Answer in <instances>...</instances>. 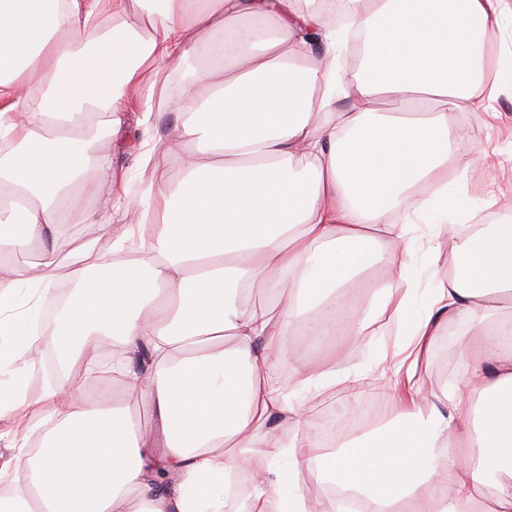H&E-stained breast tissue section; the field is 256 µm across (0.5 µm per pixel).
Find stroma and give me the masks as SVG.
<instances>
[{"label":"stroma","instance_id":"obj_1","mask_svg":"<svg viewBox=\"0 0 512 512\" xmlns=\"http://www.w3.org/2000/svg\"><path fill=\"white\" fill-rule=\"evenodd\" d=\"M490 39L489 65L496 68L498 92L483 98L479 110L452 112L449 122L461 125L466 137L458 143L448 160V196L436 200L420 212L396 211L394 220L416 224L418 231L413 254L409 260L408 278L418 289L402 319L382 316L363 331H351L334 342L315 346L295 342L288 358L274 359L273 367L281 378V388L291 401L304 405L315 434H322L327 425H340L348 416H371L373 426L387 425L400 409L395 401L394 378L406 356L407 328L412 325L428 301L438 279L447 277L452 264L448 251H441L436 266L428 264V232L437 223L463 224L468 213H477L489 224H512V211L504 210V198H512V71L499 69L500 56L512 53V14H505L487 31ZM180 115L154 105L152 112L135 108L127 115L129 139L125 148H116L108 134V116L96 113L88 123L97 132V154L112 158L124 179L118 194L104 198L96 188L86 190L83 206L88 213L107 210L113 234H120L132 216L123 199L131 194L148 193L152 174L143 161L147 149L171 135L180 123ZM460 319L443 323L439 337L447 344L446 361H438L436 353L420 356L413 372L414 387L431 388L459 386L463 383L460 369V347L456 333ZM335 363L337 373L359 376L358 393H351L345 381L321 387L298 385V371L311 363ZM33 418L27 415L0 419V452L26 460L31 450L29 439Z\"/></svg>","mask_w":512,"mask_h":512}]
</instances>
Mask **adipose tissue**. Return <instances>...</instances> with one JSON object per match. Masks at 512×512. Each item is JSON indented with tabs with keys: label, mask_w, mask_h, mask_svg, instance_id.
<instances>
[{
	"label": "adipose tissue",
	"mask_w": 512,
	"mask_h": 512,
	"mask_svg": "<svg viewBox=\"0 0 512 512\" xmlns=\"http://www.w3.org/2000/svg\"><path fill=\"white\" fill-rule=\"evenodd\" d=\"M367 37L360 66L337 72L348 32L315 0H0V99L38 90L35 111L0 122V250L37 248L42 273L0 262V369L44 345L58 374L30 399L24 372L0 388V419L38 414L25 480L0 488V512H345L309 506L300 486L314 465L362 512H512V224H462L454 273L407 330L427 351L442 315L462 330L464 386L408 394L395 424L313 455L270 440L274 420L304 422L272 374L300 330L333 335L380 314L402 315L410 228L398 208L422 209L418 184L447 195L443 173L461 133L452 112L478 108L485 33L512 0H347ZM323 54H316L314 44ZM185 67L169 111L186 121L153 167L154 203L127 201L147 257L108 261L89 240L76 288L55 324L39 329L34 298L56 269L58 234L86 220L84 184L112 193L120 175L91 154L84 116L109 115L119 137L131 101L153 107L164 62ZM400 100L382 112L381 97ZM183 178L168 183L165 158ZM128 236V237H131ZM126 236L110 240L122 252ZM397 270L377 310L354 315L337 293L373 264ZM289 294L270 307L260 296ZM111 345L114 379L149 389L154 424L137 425L109 391L74 387ZM144 373L132 365L141 350ZM287 456L246 497L231 478L251 451Z\"/></svg>",
	"instance_id": "obj_1"
}]
</instances>
